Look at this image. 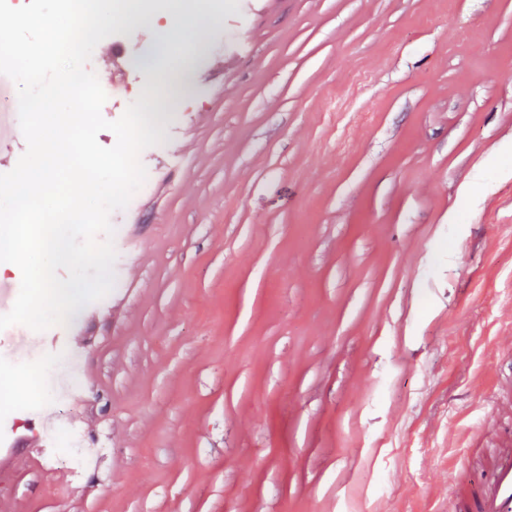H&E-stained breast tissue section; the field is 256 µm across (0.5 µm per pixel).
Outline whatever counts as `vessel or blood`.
<instances>
[{
	"mask_svg": "<svg viewBox=\"0 0 512 512\" xmlns=\"http://www.w3.org/2000/svg\"><path fill=\"white\" fill-rule=\"evenodd\" d=\"M480 433L496 439L485 473L469 498L452 496L448 512H512V438L503 435L500 417L483 421Z\"/></svg>",
	"mask_w": 512,
	"mask_h": 512,
	"instance_id": "b4317fda",
	"label": "vessel or blood"
}]
</instances>
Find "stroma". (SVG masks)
Instances as JSON below:
<instances>
[{
  "instance_id": "35a3bbf8",
  "label": "stroma",
  "mask_w": 512,
  "mask_h": 512,
  "mask_svg": "<svg viewBox=\"0 0 512 512\" xmlns=\"http://www.w3.org/2000/svg\"><path fill=\"white\" fill-rule=\"evenodd\" d=\"M103 306L0 330V512H448L512 384V0H237ZM129 22L91 56L118 119Z\"/></svg>"
}]
</instances>
